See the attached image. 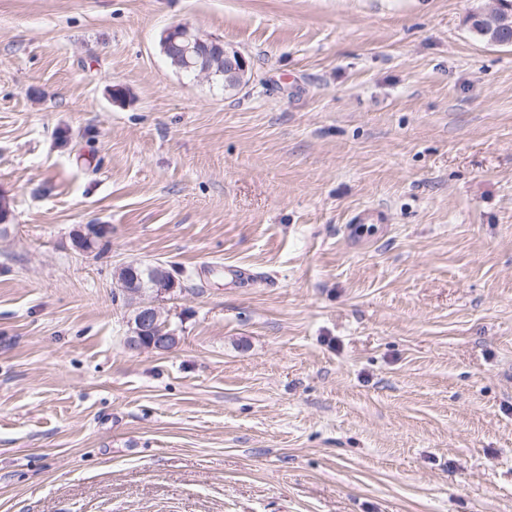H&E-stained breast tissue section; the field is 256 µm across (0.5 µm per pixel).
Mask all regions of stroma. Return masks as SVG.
I'll return each mask as SVG.
<instances>
[{
    "label": "stroma",
    "instance_id": "35a3bbf8",
    "mask_svg": "<svg viewBox=\"0 0 512 512\" xmlns=\"http://www.w3.org/2000/svg\"><path fill=\"white\" fill-rule=\"evenodd\" d=\"M495 3L0 0V512H512ZM178 24L247 84L174 70ZM131 262L172 351L125 348ZM497 5L490 9H477L469 15L472 33L488 43L508 46L512 45V26L499 25L497 17L505 8L512 7L511 0H497ZM179 26V25H177ZM172 27L166 31L165 36H169L170 39L168 44H163L162 50L173 54L178 48L184 55L185 60L188 62L187 54L194 53L196 56L208 58L212 55H220L224 60L221 61L218 58H213L208 62L209 68L212 69L214 78L221 79L224 82L225 87H233V85L227 82L224 77H228L236 86L243 83L247 71L248 64L244 56L236 50L228 49L224 47L221 41L209 37L208 41L205 42L201 38H193L188 30H184L182 27L176 29ZM182 39L183 43L177 45L176 41ZM189 66H192L188 62ZM155 269L156 267L143 268L141 265L120 267L117 274L118 280L130 294L152 295L156 284Z\"/></svg>",
    "mask_w": 512,
    "mask_h": 512
}]
</instances>
